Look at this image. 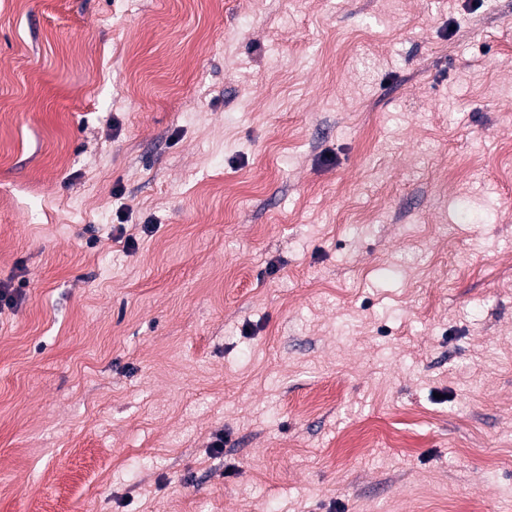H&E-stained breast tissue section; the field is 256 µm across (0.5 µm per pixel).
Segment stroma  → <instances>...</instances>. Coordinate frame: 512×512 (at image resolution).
<instances>
[{
  "instance_id": "1",
  "label": "stroma",
  "mask_w": 512,
  "mask_h": 512,
  "mask_svg": "<svg viewBox=\"0 0 512 512\" xmlns=\"http://www.w3.org/2000/svg\"><path fill=\"white\" fill-rule=\"evenodd\" d=\"M22 279L0 512H512V0H0Z\"/></svg>"
}]
</instances>
